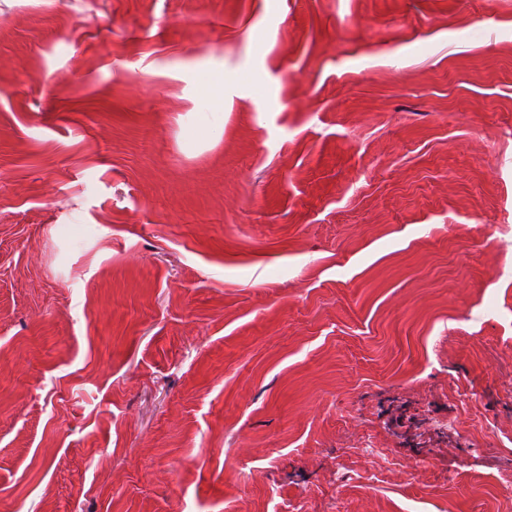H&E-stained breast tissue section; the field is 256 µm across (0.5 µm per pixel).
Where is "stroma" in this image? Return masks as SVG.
I'll return each instance as SVG.
<instances>
[{
	"mask_svg": "<svg viewBox=\"0 0 512 512\" xmlns=\"http://www.w3.org/2000/svg\"><path fill=\"white\" fill-rule=\"evenodd\" d=\"M508 469L512 0H0V512H512ZM202 76L203 78L201 79V83L204 85L206 90L205 101L212 111L210 114H212L215 119L219 118L223 122L224 113L219 107L216 97L217 91L220 89L223 91V80L219 76L209 73H204Z\"/></svg>",
	"mask_w": 512,
	"mask_h": 512,
	"instance_id": "1",
	"label": "stroma"
}]
</instances>
